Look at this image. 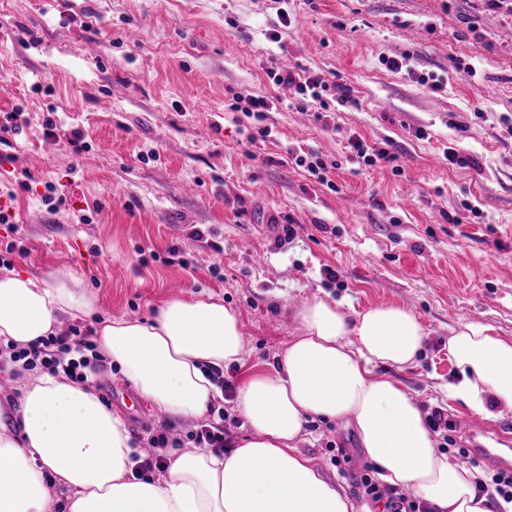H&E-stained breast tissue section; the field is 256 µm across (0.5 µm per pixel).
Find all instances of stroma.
Returning a JSON list of instances; mask_svg holds the SVG:
<instances>
[{
  "label": "stroma",
  "instance_id": "stroma-1",
  "mask_svg": "<svg viewBox=\"0 0 512 512\" xmlns=\"http://www.w3.org/2000/svg\"><path fill=\"white\" fill-rule=\"evenodd\" d=\"M403 57L407 69L388 68ZM281 65L348 88L352 104L323 119L290 107L291 93L268 77ZM428 75L441 90L422 85ZM236 95L279 104L260 122L231 110ZM17 109L23 130L0 144V200L14 216L0 224V245L23 251L1 276L76 272L102 319L219 296L243 326L245 354L224 369L237 385L274 366L313 297L350 315L406 305L425 328L423 348L414 364L376 374L404 383L424 413L512 429V409L476 416L446 390L459 378L454 329L512 337L506 0H0V111ZM263 126L270 137L248 141ZM74 130L87 144L79 154L65 141ZM354 135L391 143L397 166L352 160ZM451 148L470 164H449ZM303 152L338 162L331 186L296 165ZM52 185L67 198L55 213L43 203ZM465 200L480 217H462ZM195 228L220 251L196 242ZM328 267L337 280H326ZM111 407L131 436L150 429L193 446L192 423L138 394ZM296 446L353 512H371L330 461L343 448L354 470L367 463L347 423L311 420Z\"/></svg>",
  "mask_w": 512,
  "mask_h": 512
}]
</instances>
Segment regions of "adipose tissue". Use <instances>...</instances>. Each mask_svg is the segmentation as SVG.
Wrapping results in <instances>:
<instances>
[{"label":"adipose tissue","instance_id":"adipose-tissue-1","mask_svg":"<svg viewBox=\"0 0 512 512\" xmlns=\"http://www.w3.org/2000/svg\"><path fill=\"white\" fill-rule=\"evenodd\" d=\"M97 310L74 272L0 276V339L24 347L56 333L61 317ZM296 318L301 333L272 371L238 389L251 435L222 455L208 448L172 454L155 479L134 476L127 424L93 385L47 372L20 379L19 410L0 407V512H351L336 484L295 446L313 417L347 421L380 478L436 512H488L476 491L480 473L450 462L412 392L374 372L415 362L426 336L419 318L395 304L351 317L319 297ZM95 333L99 352L138 395L180 420L208 414L220 395L210 367L241 361L245 352L237 312L210 294L169 299L151 319H105ZM448 353L460 373L450 396L479 415L512 409V338L463 324L449 336Z\"/></svg>","mask_w":512,"mask_h":512}]
</instances>
